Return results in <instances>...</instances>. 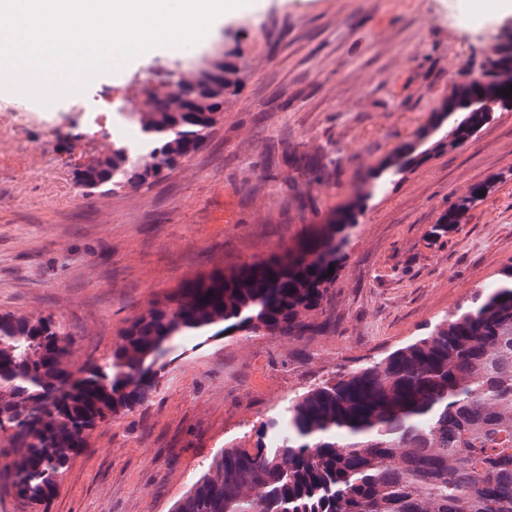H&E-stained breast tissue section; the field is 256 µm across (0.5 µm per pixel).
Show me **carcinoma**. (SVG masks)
<instances>
[{
  "mask_svg": "<svg viewBox=\"0 0 512 512\" xmlns=\"http://www.w3.org/2000/svg\"><path fill=\"white\" fill-rule=\"evenodd\" d=\"M221 61L201 63L200 97L184 109L145 87L151 106L129 113L145 152L114 148L90 160L77 182L92 194L143 185L174 169L204 142L224 104ZM512 70V37L495 45L478 81L458 83L440 118L461 116L450 144L474 137L493 109L512 108L500 73ZM270 162L304 176L328 171L323 158L286 141ZM486 186L450 206L435 233L448 232ZM311 241L230 274L187 282L122 328L112 356L71 371L72 340L51 316L0 315V480L27 504L47 500L90 432L148 399L154 353L176 338L224 322V331H268L297 341L336 326L328 273L336 250ZM276 440L267 443L264 435ZM172 512H512V266L495 289L425 336L362 365L338 370L294 396L259 426L252 448H226Z\"/></svg>",
  "mask_w": 512,
  "mask_h": 512,
  "instance_id": "obj_1",
  "label": "carcinoma"
}]
</instances>
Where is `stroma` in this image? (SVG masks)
Instances as JSON below:
<instances>
[{
    "mask_svg": "<svg viewBox=\"0 0 512 512\" xmlns=\"http://www.w3.org/2000/svg\"><path fill=\"white\" fill-rule=\"evenodd\" d=\"M464 2L251 0L189 49H154L90 80L86 94L118 109L150 73L191 72L222 47L236 87L203 145L151 184L90 195L21 171L1 179L0 314L62 322L74 371L108 359L120 330L184 282L298 246L351 212L336 326L307 343L264 331L174 341L149 399L100 423L47 501L0 486V512H172L222 450L255 446L289 398L427 334L498 282L512 265V109L453 148L451 119L434 120L501 37L498 0H485L478 32L457 21ZM280 139L323 157L329 176L265 168ZM406 144L416 160L376 186L371 171ZM106 150L77 123L47 159L72 173ZM480 184L483 200L433 236Z\"/></svg>",
    "mask_w": 512,
    "mask_h": 512,
    "instance_id": "obj_1",
    "label": "stroma"
}]
</instances>
